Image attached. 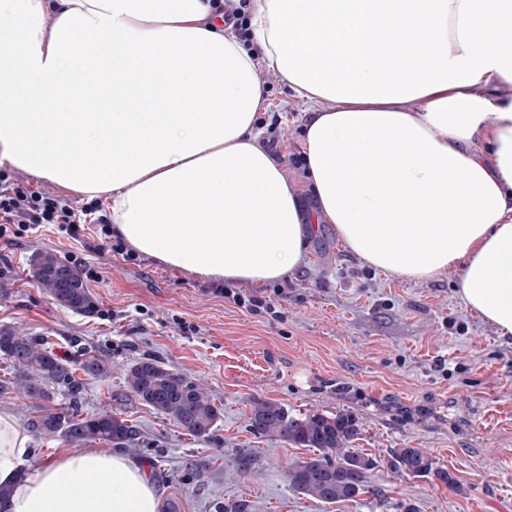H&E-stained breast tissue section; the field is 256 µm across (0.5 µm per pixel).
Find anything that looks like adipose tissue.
I'll list each match as a JSON object with an SVG mask.
<instances>
[{
    "label": "adipose tissue",
    "mask_w": 512,
    "mask_h": 512,
    "mask_svg": "<svg viewBox=\"0 0 512 512\" xmlns=\"http://www.w3.org/2000/svg\"><path fill=\"white\" fill-rule=\"evenodd\" d=\"M4 13L0 165L103 200L134 250L253 288L303 263L312 227L257 143L259 48L308 107L317 219L407 279L461 266L465 305L512 335V100L476 92L512 82V0H251L243 37L213 0H0ZM367 29L390 37L362 59ZM86 31L97 39L74 59ZM326 99L340 108L320 110ZM410 100L420 111L405 110ZM88 141L105 151H79ZM0 485V512H158L162 494L146 463L119 452L32 462L7 409Z\"/></svg>",
    "instance_id": "adipose-tissue-1"
}]
</instances>
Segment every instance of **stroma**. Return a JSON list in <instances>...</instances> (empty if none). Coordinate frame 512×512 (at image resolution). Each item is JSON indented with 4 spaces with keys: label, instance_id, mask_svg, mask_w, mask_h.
Segmentation results:
<instances>
[{
    "label": "stroma",
    "instance_id": "35a3bbf8",
    "mask_svg": "<svg viewBox=\"0 0 512 512\" xmlns=\"http://www.w3.org/2000/svg\"><path fill=\"white\" fill-rule=\"evenodd\" d=\"M255 76L267 90L258 143L314 213L295 163L306 106L277 70L265 65ZM117 242L89 223L66 232L0 223V326L67 360L82 348L108 360L107 378L87 379L82 410H117L136 426L126 454L146 462L164 491V512H227L239 504L247 512H512V339L464 304L460 267L426 281L387 274L320 222L303 264L262 290L276 315H256L215 282L125 254ZM41 251L80 269L97 314L63 308L37 288L29 265ZM144 355L206 389L223 413L211 438L187 435L132 398L126 368ZM255 399L293 415L355 414L354 446L377 462L369 493L329 505L294 491L287 467L306 451L250 433ZM406 447L428 452L457 477L456 487L397 474L389 453ZM191 459L208 466L190 473Z\"/></svg>",
    "mask_w": 512,
    "mask_h": 512
}]
</instances>
